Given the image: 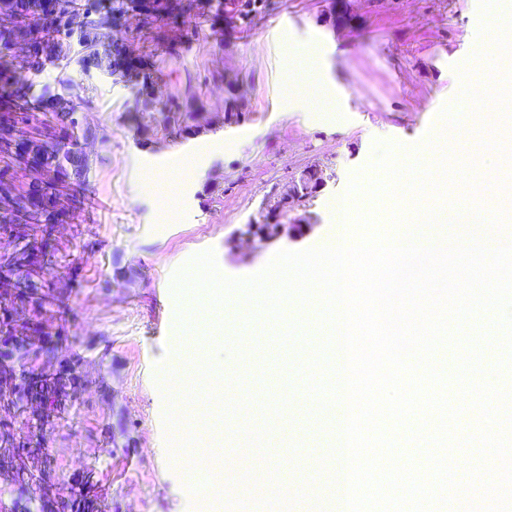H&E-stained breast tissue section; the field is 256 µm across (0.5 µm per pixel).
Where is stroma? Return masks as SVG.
Instances as JSON below:
<instances>
[{"label": "stroma", "mask_w": 512, "mask_h": 512, "mask_svg": "<svg viewBox=\"0 0 512 512\" xmlns=\"http://www.w3.org/2000/svg\"><path fill=\"white\" fill-rule=\"evenodd\" d=\"M485 0H259L248 16L198 9L185 24L124 33L128 56L148 79L134 86L96 66L81 68L73 46L68 58L50 57L36 88L68 82L90 160L85 180L57 185V207L92 212L91 223L47 226L53 266L46 325L57 357L50 370L75 367V400L47 426V469L60 493L87 471L112 512H226L219 491L203 493L186 454H170L158 379L174 359L181 332L177 313L215 321L223 310L203 309L198 297L175 295V270L213 250L230 277L259 272L280 250L316 246L331 227V200L344 197L352 174L378 155L377 143L403 147L441 135L444 106L475 95L499 98L498 116L462 113L463 127L449 145L459 158L479 159L486 206L501 204L496 188L508 170L481 162L490 136L512 133V63L496 62V83L472 84L475 50L491 33ZM315 49L321 76L335 92L339 111L300 120L288 112L286 51ZM148 94L155 112L181 123L196 117L193 134L169 136L162 121L139 132L135 100ZM192 162L200 177L183 181L175 212L131 189L133 170L165 172ZM322 168L327 183L297 218L312 224L300 240H279L250 255L233 253L227 236L257 214L293 175ZM277 327L254 324L246 365L235 366L241 385L232 394L283 398L290 384H305L296 367L301 354L275 343ZM245 421L272 425L280 447L261 454L241 445L218 413L205 416L209 432L199 444L221 443L229 453L265 459L272 479L298 495L294 512L311 501L329 506L336 458L328 409L306 406L272 418L250 405Z\"/></svg>", "instance_id": "obj_1"}]
</instances>
